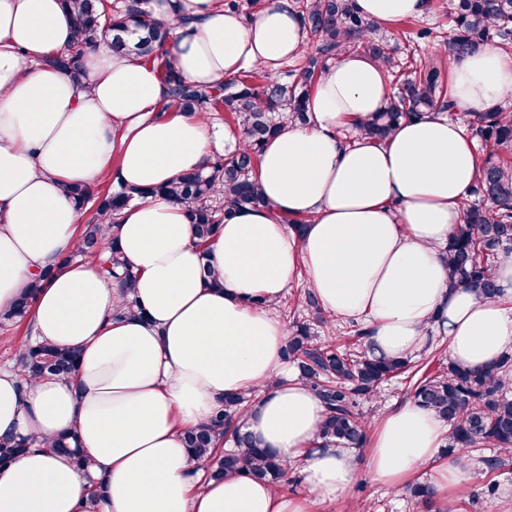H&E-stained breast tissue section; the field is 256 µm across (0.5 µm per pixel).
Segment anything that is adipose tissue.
Listing matches in <instances>:
<instances>
[{"mask_svg": "<svg viewBox=\"0 0 512 512\" xmlns=\"http://www.w3.org/2000/svg\"><path fill=\"white\" fill-rule=\"evenodd\" d=\"M357 5L391 22L423 16L428 0ZM151 14L175 28L171 58L202 87L256 66L276 72L303 42L293 0H262L248 19L222 0H154ZM71 42L62 0H0V310L53 267L30 313L33 336L81 351L73 381L23 387L0 370V437L77 428L105 481L98 512H307L248 477L200 481L184 434L228 393H254L248 430L280 460L301 462L320 503L344 496L361 470L399 487L435 460L442 422L411 402L373 424L367 460L315 446L324 407L284 363L288 330L268 307L301 271L330 317L366 326L376 357L412 355L433 328L453 362H497L512 345V260L497 270L501 300L449 287L445 268L477 174L464 127L436 113L402 121L384 143H346L340 129L381 111L389 87L379 63L343 55L310 94L306 124L285 123L264 146L255 177L266 206L233 213L204 248L163 198L122 211L118 243L146 315L118 319V284L94 260L65 259L79 222L70 187L109 171L149 192L207 167L220 139L202 115H165V74L136 55L99 45L78 80L48 66ZM511 94L512 57L487 47L455 62L459 111ZM285 216L308 219L304 236L286 231ZM88 488L69 457L36 448L0 469V512H89Z\"/></svg>", "mask_w": 512, "mask_h": 512, "instance_id": "obj_1", "label": "adipose tissue"}]
</instances>
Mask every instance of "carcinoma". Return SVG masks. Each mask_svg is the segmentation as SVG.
Instances as JSON below:
<instances>
[{"instance_id":"obj_1","label":"carcinoma","mask_w":512,"mask_h":512,"mask_svg":"<svg viewBox=\"0 0 512 512\" xmlns=\"http://www.w3.org/2000/svg\"><path fill=\"white\" fill-rule=\"evenodd\" d=\"M72 6L74 40L69 49L48 60L51 66L76 73L86 52L107 41L113 50L132 52L166 72L171 88L166 109L185 114L231 112L237 117L243 140L238 148L216 155L208 169L189 172L169 186L142 190L120 185L101 191L94 185H80L70 189L78 210L90 203L95 209L65 260L93 258L103 275L119 284L122 303L115 311L119 318L143 314L136 299L137 273L124 263L116 246H102L103 220L117 219L137 198L162 196L184 208L197 245L203 248L232 211L266 205L253 176L264 144L276 137L288 120L307 121L305 102L314 78L327 62L347 53H360L380 62L390 77L392 96L382 111L356 127L361 138L382 143L405 119L453 111L439 61L425 57L401 62L398 48L388 38L375 35V23L360 12L356 0H305L299 13L306 41L314 50L303 56L297 78L269 81L265 69L256 67L211 89L187 82L175 70L168 51L174 40L172 28L148 20L146 0H130L110 12L105 0H72ZM224 6L249 16L258 0H224ZM453 23L450 45L455 58L487 45L512 54V0H455ZM470 130L479 139L485 161L477 168L470 192L478 202L464 207L462 222L453 226L448 237V285L496 298L501 295L494 276L498 260L512 255V111L493 107L473 112ZM50 275V270H44L11 308L0 312V320L17 322L27 317L41 282ZM304 303L311 318L290 324L282 355L296 365L298 379L323 401L325 415L317 441L362 448L367 444L370 425L358 410L360 402L373 399L383 383L410 371V361L370 357L364 330L356 331L352 346L344 349L321 340L319 329L332 321L313 291L305 292ZM79 359L80 350L75 347L28 340L17 347L15 368L20 383L26 385L44 375L71 378ZM412 399L448 425V453L486 446L499 451L478 458V474L496 472L505 465L500 454L512 455V351L482 370L450 362L422 375L412 385ZM248 403L243 393L228 396L206 423L188 430L191 457L209 468L211 480L249 476L283 490L290 483L288 464L259 447L244 431ZM226 441L233 447L224 448ZM40 447L68 454L85 473L93 467L74 429L48 441L0 439V467ZM405 492L417 507L429 512L436 507L437 491L430 482L414 480L405 485Z\"/></svg>"}]
</instances>
